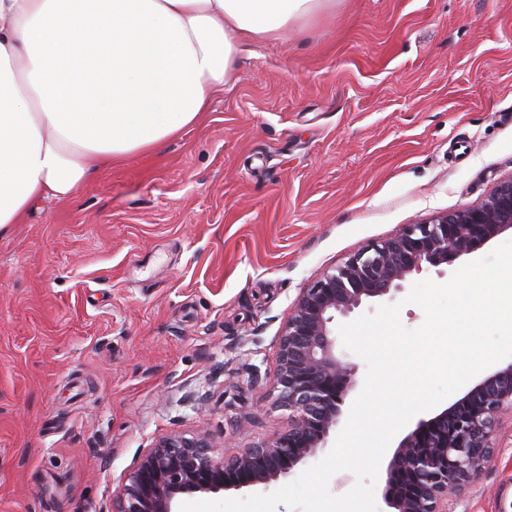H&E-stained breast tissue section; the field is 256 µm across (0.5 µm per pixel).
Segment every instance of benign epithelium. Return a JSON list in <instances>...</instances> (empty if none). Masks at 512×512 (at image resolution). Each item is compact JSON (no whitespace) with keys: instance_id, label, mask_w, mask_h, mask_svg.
Returning a JSON list of instances; mask_svg holds the SVG:
<instances>
[{"instance_id":"obj_1","label":"benign epithelium","mask_w":512,"mask_h":512,"mask_svg":"<svg viewBox=\"0 0 512 512\" xmlns=\"http://www.w3.org/2000/svg\"><path fill=\"white\" fill-rule=\"evenodd\" d=\"M512 231V176L480 202L403 224L389 238L323 272L295 300L277 339L272 387L288 430L231 456L211 435L171 433L144 450L119 488L113 512H176L185 494L268 487L327 448L357 368L336 354L332 324L411 277L468 256ZM512 408V364L471 387L399 442L386 468L384 501L394 512H448V494L474 481L495 448L498 417Z\"/></svg>"}]
</instances>
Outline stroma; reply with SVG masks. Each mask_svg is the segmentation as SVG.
Wrapping results in <instances>:
<instances>
[{"mask_svg": "<svg viewBox=\"0 0 512 512\" xmlns=\"http://www.w3.org/2000/svg\"><path fill=\"white\" fill-rule=\"evenodd\" d=\"M512 176V0H335L245 42L209 112L0 235V512H112L174 431L285 432L299 293ZM448 512H512V411Z\"/></svg>", "mask_w": 512, "mask_h": 512, "instance_id": "obj_1", "label": "stroma"}]
</instances>
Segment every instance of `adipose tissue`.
<instances>
[{
    "label": "adipose tissue",
    "instance_id": "1",
    "mask_svg": "<svg viewBox=\"0 0 512 512\" xmlns=\"http://www.w3.org/2000/svg\"><path fill=\"white\" fill-rule=\"evenodd\" d=\"M331 0H0V234L208 111L247 39ZM62 73L46 88L48 67ZM95 95L71 105L75 85Z\"/></svg>",
    "mask_w": 512,
    "mask_h": 512
}]
</instances>
